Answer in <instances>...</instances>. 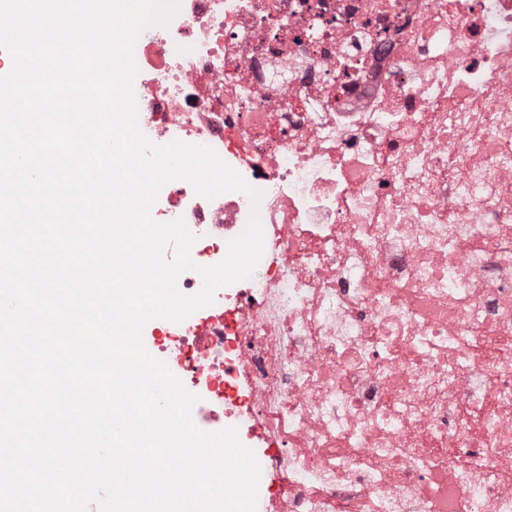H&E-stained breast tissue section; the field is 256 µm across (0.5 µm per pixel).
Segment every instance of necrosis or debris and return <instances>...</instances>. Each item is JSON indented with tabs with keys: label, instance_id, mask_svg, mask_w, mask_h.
<instances>
[{
	"label": "necrosis or debris",
	"instance_id": "necrosis-or-debris-1",
	"mask_svg": "<svg viewBox=\"0 0 512 512\" xmlns=\"http://www.w3.org/2000/svg\"><path fill=\"white\" fill-rule=\"evenodd\" d=\"M138 126L261 190L174 180L251 277L147 351L202 431L263 436L276 512H512V0H180L134 46Z\"/></svg>",
	"mask_w": 512,
	"mask_h": 512
}]
</instances>
